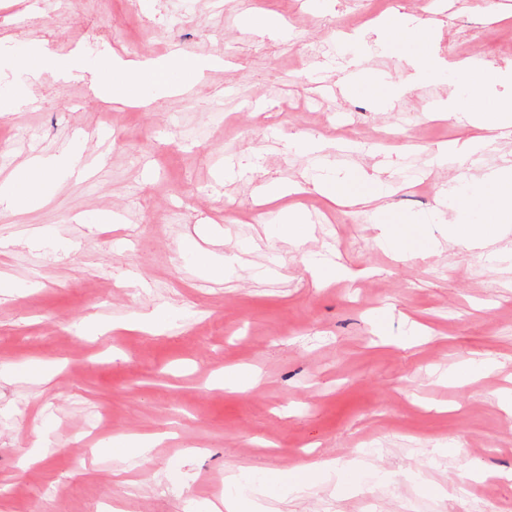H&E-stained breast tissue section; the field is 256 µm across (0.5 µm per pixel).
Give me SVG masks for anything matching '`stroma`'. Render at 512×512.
Masks as SVG:
<instances>
[{"label": "stroma", "mask_w": 512, "mask_h": 512, "mask_svg": "<svg viewBox=\"0 0 512 512\" xmlns=\"http://www.w3.org/2000/svg\"><path fill=\"white\" fill-rule=\"evenodd\" d=\"M390 9L433 25L442 72L416 77L380 40ZM0 43V191L35 200L0 216V512H211L228 466L266 482L321 460L344 481L270 512H512V236L501 257L440 231L405 261L366 205L294 195L293 243L260 203L268 182L324 176L283 148L316 136L419 235L443 189L512 160L510 135L433 161L467 133L438 100L512 98L460 70L512 66V0H0ZM41 45L85 67L223 64L142 109L25 68ZM355 55L377 82L344 95ZM37 156L52 175L21 182ZM244 369L258 384L230 382ZM140 437L155 446L125 447Z\"/></svg>", "instance_id": "1"}]
</instances>
